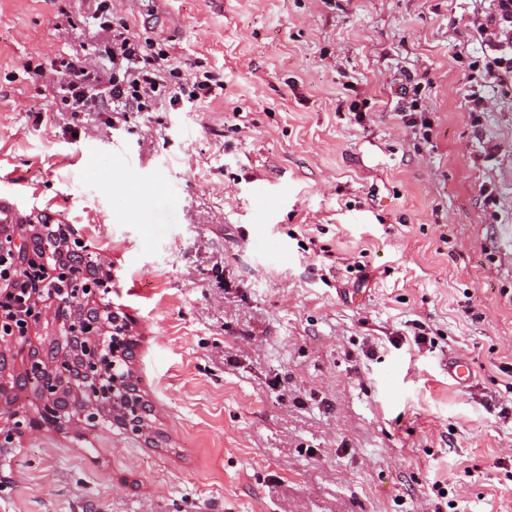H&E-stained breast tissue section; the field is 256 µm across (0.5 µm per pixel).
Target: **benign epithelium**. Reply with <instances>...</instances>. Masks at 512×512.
<instances>
[{"instance_id": "1", "label": "benign epithelium", "mask_w": 512, "mask_h": 512, "mask_svg": "<svg viewBox=\"0 0 512 512\" xmlns=\"http://www.w3.org/2000/svg\"><path fill=\"white\" fill-rule=\"evenodd\" d=\"M53 221L0 224V469L17 434H31L61 420L75 407L93 422L104 421L127 435L154 440L152 408L137 385L129 352L137 345L138 323L118 316L106 301L112 293L111 258L70 224L65 237H49ZM94 266L100 286L78 282L72 297L61 299L54 279L71 266ZM30 275L26 293L18 296L13 269ZM34 374L43 381L26 413H14L10 382ZM70 384H55L56 376ZM124 390L119 406L109 392Z\"/></svg>"}]
</instances>
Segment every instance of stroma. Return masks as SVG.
Masks as SVG:
<instances>
[{
	"mask_svg": "<svg viewBox=\"0 0 512 512\" xmlns=\"http://www.w3.org/2000/svg\"><path fill=\"white\" fill-rule=\"evenodd\" d=\"M88 4L0 0V195L111 254L161 438L31 436L0 512H512V93L466 99L492 0H108L220 82L111 127L49 77L105 64Z\"/></svg>",
	"mask_w": 512,
	"mask_h": 512,
	"instance_id": "35a3bbf8",
	"label": "stroma"
}]
</instances>
